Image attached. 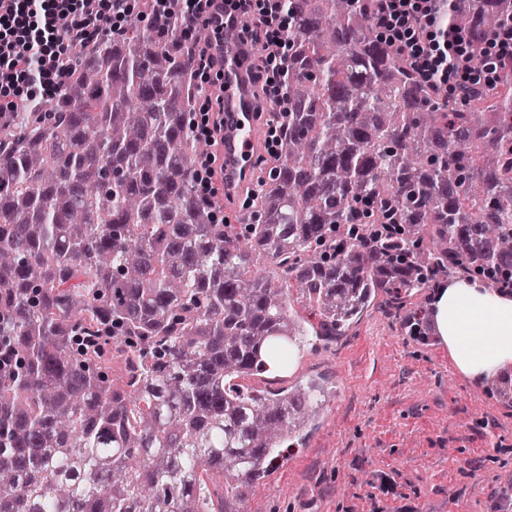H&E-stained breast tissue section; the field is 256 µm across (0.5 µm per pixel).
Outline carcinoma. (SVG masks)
Returning <instances> with one entry per match:
<instances>
[{"label":"carcinoma","instance_id":"carcinoma-1","mask_svg":"<svg viewBox=\"0 0 512 512\" xmlns=\"http://www.w3.org/2000/svg\"><path fill=\"white\" fill-rule=\"evenodd\" d=\"M283 8L280 151L253 162L243 231L196 192L179 0L171 35L77 46L67 87L0 128V512H229L291 448L288 405L312 419L325 401L238 378L382 292L512 269V66L493 96L448 102L361 0ZM511 21L512 0L478 19L455 5L471 67Z\"/></svg>","mask_w":512,"mask_h":512}]
</instances>
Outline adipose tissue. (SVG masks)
I'll use <instances>...</instances> for the list:
<instances>
[{"label": "adipose tissue", "mask_w": 512, "mask_h": 512, "mask_svg": "<svg viewBox=\"0 0 512 512\" xmlns=\"http://www.w3.org/2000/svg\"><path fill=\"white\" fill-rule=\"evenodd\" d=\"M432 314L436 331L466 376L479 379L512 365V295L473 279L438 289Z\"/></svg>", "instance_id": "obj_1"}]
</instances>
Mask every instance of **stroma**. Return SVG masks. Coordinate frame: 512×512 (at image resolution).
Instances as JSON below:
<instances>
[{
    "label": "stroma",
    "mask_w": 512,
    "mask_h": 512,
    "mask_svg": "<svg viewBox=\"0 0 512 512\" xmlns=\"http://www.w3.org/2000/svg\"><path fill=\"white\" fill-rule=\"evenodd\" d=\"M426 292L380 294L362 318L318 351L259 377L286 388L289 374L332 390L274 482L253 486L267 512H512V401L496 378L462 374L433 318L409 335L404 318ZM386 475L396 496L373 502Z\"/></svg>",
    "instance_id": "obj_1"
}]
</instances>
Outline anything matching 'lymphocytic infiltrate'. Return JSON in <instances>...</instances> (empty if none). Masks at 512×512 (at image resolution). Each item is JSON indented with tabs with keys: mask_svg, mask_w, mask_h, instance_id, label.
Returning a JSON list of instances; mask_svg holds the SVG:
<instances>
[{
	"mask_svg": "<svg viewBox=\"0 0 512 512\" xmlns=\"http://www.w3.org/2000/svg\"><path fill=\"white\" fill-rule=\"evenodd\" d=\"M0 0V124H17L33 102L32 89L61 91L69 74L62 61L73 41L125 32L141 17L158 23L169 13V0ZM216 0H185L187 19L180 36L197 40L199 30H212L199 40L193 71L201 76V119L195 130L212 152L196 174L203 198L218 196L224 179L215 170V153L224 144L223 26L213 23ZM241 15L251 16L267 52L261 57V81L256 89L257 109L265 111L281 100L282 62L288 54L290 20L279 0H238ZM372 30L377 38L402 50L417 74L448 99L467 90H489L500 82V68L512 62V23L502 26L485 42L486 64L471 69L467 63L466 31L448 24L450 0H369Z\"/></svg>",
	"mask_w": 512,
	"mask_h": 512,
	"instance_id": "lymphocytic-infiltrate-1",
	"label": "lymphocytic infiltrate"
}]
</instances>
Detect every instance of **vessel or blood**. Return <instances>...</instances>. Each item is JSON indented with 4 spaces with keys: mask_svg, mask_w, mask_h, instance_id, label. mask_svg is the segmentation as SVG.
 <instances>
[{
    "mask_svg": "<svg viewBox=\"0 0 512 512\" xmlns=\"http://www.w3.org/2000/svg\"><path fill=\"white\" fill-rule=\"evenodd\" d=\"M224 189H240L248 179L255 146L253 114L250 100L237 66L236 48L232 40L224 42Z\"/></svg>",
    "mask_w": 512,
    "mask_h": 512,
    "instance_id": "1",
    "label": "vessel or blood"
}]
</instances>
